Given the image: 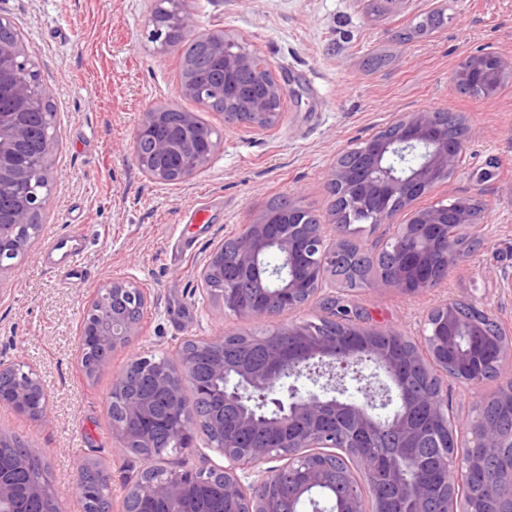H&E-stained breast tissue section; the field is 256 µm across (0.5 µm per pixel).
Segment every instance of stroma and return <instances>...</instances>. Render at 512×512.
<instances>
[{
  "mask_svg": "<svg viewBox=\"0 0 512 512\" xmlns=\"http://www.w3.org/2000/svg\"><path fill=\"white\" fill-rule=\"evenodd\" d=\"M153 0H0L53 92L56 176L40 239L0 279V361H21L40 376L50 403L38 422L0 405V432L33 445L63 512L77 497L79 462L100 461L111 476V512L148 460L115 449L108 414L112 373L136 355L176 357L190 336L245 330L216 304L202 306L199 268L211 248L249 215L292 197L327 216L337 156L419 110L462 113L471 134L459 170L416 200L428 207L481 193L490 208L484 242L436 288L407 295L387 288L339 292L366 325L420 336L432 309L466 300L512 325V290L489 276L512 274V80L494 96L459 93L451 79L470 53L512 49V0H188L203 31H226L263 55L285 88L282 118L253 133L177 96L183 46L156 55L146 21ZM442 26L415 30L426 15ZM175 102L198 113L224 142L205 170L159 184L129 149L144 112ZM83 234L72 278L59 273L50 245ZM132 277L151 301L142 334L117 352L110 370L87 378L77 336L85 303L115 277ZM448 381L456 424L497 393Z\"/></svg>",
  "mask_w": 512,
  "mask_h": 512,
  "instance_id": "35a3bbf8",
  "label": "stroma"
}]
</instances>
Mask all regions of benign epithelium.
<instances>
[{"mask_svg":"<svg viewBox=\"0 0 512 512\" xmlns=\"http://www.w3.org/2000/svg\"><path fill=\"white\" fill-rule=\"evenodd\" d=\"M147 19L153 52L166 53L172 37H190L203 47L199 55H184L177 94L209 111L224 115V121L258 132L274 128L282 113L272 108L283 97L282 85L268 61L256 51L241 47L239 40L224 32L201 33L195 16L184 8L185 0H155ZM512 78V50L471 53L457 64L452 80L460 88H481L485 96L495 95L506 78ZM0 278L16 268V259L42 234L40 216L52 194V156L56 149L55 114L51 90L38 80L34 63L10 21L0 16ZM179 113V121L166 123L169 112ZM470 130L458 112L448 113L442 122L436 111L400 113L383 132L364 142L359 160L351 162V151L342 152L332 172L331 185L337 189L336 206L331 209L333 224L317 214L286 224L282 216L263 211L241 225L230 237L231 252L219 243L208 253L199 270L202 287L224 279L227 259L250 278L249 286L259 287L250 300L241 298L242 287L235 284L210 299L224 312L264 327L259 333L241 336L263 350L260 363L234 365L224 360L225 336L195 337L184 341L174 362L165 356L138 357L112 375V402L120 404L121 415L112 419V434L121 451H148L157 448L154 428H166L170 444L187 446L196 432L208 438L223 457L220 467H200L174 471L165 478L143 472L126 489L128 500L162 504L166 512H196L188 497V487L218 477L213 485L221 502L219 512H294L285 503H296L327 482L326 468L301 463L294 483L282 482L276 470L256 466L277 455L262 443H243L242 434L251 429H272L280 433L278 447L288 449V464L317 448H340L368 474L376 463L363 454L354 436L391 433L414 444L421 439L411 413L415 402L399 380L391 359L381 348H372V337L383 334L399 337L394 329L366 328L345 345L336 336H313L304 322L278 323L288 311L306 307L326 286L336 287L327 274L342 268L346 249L330 237L344 222L360 217L370 225L385 224L400 245L390 251L386 270L365 285L394 288L415 294L437 287L448 273L466 262L469 251L457 245L464 237L480 233L488 203L475 194L438 202L414 211L407 223H395L399 208L410 204L435 184L448 179L462 161L464 142ZM132 153L144 173L159 183L185 180L206 169L224 149L223 140L203 124L196 113L172 103L144 113L131 142ZM275 253L280 264L270 267L264 257ZM149 303L147 291L134 280L115 278L99 289L83 309L79 334L80 362L85 374L93 377L111 365L113 355L130 347L141 333V318ZM462 303L451 301L428 316V334L410 344L408 362L436 376L448 375V365L459 373L458 382L475 387L483 379L474 375L472 353L486 342L497 343L499 354L493 365L499 382L498 397L512 399V326L484 314L478 319L463 314ZM295 338V348L286 352L276 336ZM465 336L469 349L448 361V348ZM373 349L372 360L378 375L358 372L354 379L364 386L359 400H347L345 375L334 371L335 363L356 359ZM208 360L212 377L233 380L206 413L181 403L186 387L204 388L196 375V360ZM149 379L148 395L130 394L129 378ZM0 377L11 379L10 390L0 393V404L34 420L48 417L49 400L35 370L20 362H0ZM430 415L448 423V396H426ZM238 411L239 433L224 430V407ZM451 459L440 488L447 495L446 512H484L482 501L495 506L512 505V467L508 476L480 486H465L458 478V465L468 458V449L479 446L486 454L512 445V429L505 431L495 422L479 416L452 430ZM24 456L12 467H0V512H24L29 499L48 505L47 512H61L54 489L38 481L19 489L11 472L24 469ZM419 459L405 456V466L385 477V486L413 512H425L424 503L433 489L418 477ZM386 498L376 484L351 485L337 512H386Z\"/></svg>","mask_w":512,"mask_h":512,"instance_id":"benign-epithelium-1","label":"benign epithelium"}]
</instances>
